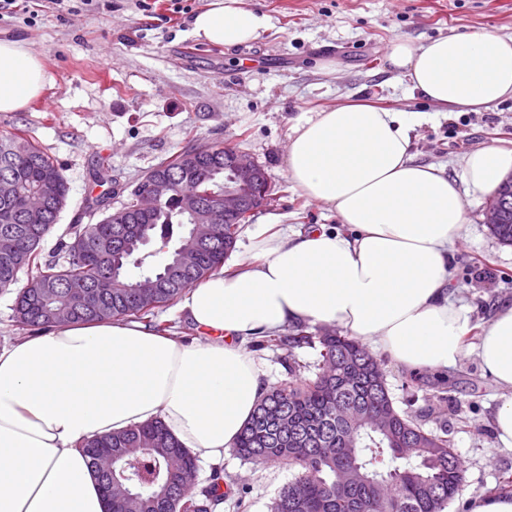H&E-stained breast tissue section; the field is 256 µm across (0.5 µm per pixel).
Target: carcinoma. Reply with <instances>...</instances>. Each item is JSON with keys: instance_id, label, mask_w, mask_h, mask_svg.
<instances>
[{"instance_id": "carcinoma-1", "label": "carcinoma", "mask_w": 512, "mask_h": 512, "mask_svg": "<svg viewBox=\"0 0 512 512\" xmlns=\"http://www.w3.org/2000/svg\"><path fill=\"white\" fill-rule=\"evenodd\" d=\"M182 155L160 159L137 180L130 200L114 209L105 196L87 200L86 208L103 218L95 224L72 227V242L62 245L68 255L62 263L41 262V245L69 201V186L62 170L33 141L21 133L0 135V181L17 186V193L0 197V238L12 248L0 251V291L18 281L23 270L31 278L15 301L20 326L47 331L55 320L34 306L44 297L47 306L72 309L74 321L135 319L154 331L170 329L158 320V310L172 304L193 285L219 271L234 250L241 218L213 225V237L202 244L187 234L190 220L180 214L175 199L148 217L135 218L137 191L150 180L166 176L182 180ZM193 183L202 199L224 188V150L219 145L201 156L193 169ZM50 188L42 222L26 221L29 196ZM503 207L504 220L490 230L501 243L512 245V184L504 185L489 200ZM157 244L156 252L146 247ZM197 255L185 271L172 267V257L147 273L159 278L151 298L138 293L136 280L125 270L169 247ZM74 288H94L100 295L76 305ZM259 345L296 348L319 347V362L310 378L288 380L265 390L250 420L234 444L235 453L250 463L279 462L300 467L270 506V512H444L460 494L463 469L448 443V433L422 428L417 420L394 406L383 368L358 357L366 348L332 330L308 331L297 325L291 333L268 334ZM351 404L386 416L385 431H355L336 416V407ZM83 453L101 483L112 480L109 512H211L213 497L230 488L224 476L213 473L209 485L186 488L180 478L196 471V459L160 421L120 433L94 436ZM112 452V470L104 471L96 449Z\"/></svg>"}]
</instances>
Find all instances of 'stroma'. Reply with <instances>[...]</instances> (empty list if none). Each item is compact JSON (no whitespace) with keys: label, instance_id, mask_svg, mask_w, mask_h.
Returning a JSON list of instances; mask_svg holds the SVG:
<instances>
[{"label":"stroma","instance_id":"stroma-1","mask_svg":"<svg viewBox=\"0 0 512 512\" xmlns=\"http://www.w3.org/2000/svg\"><path fill=\"white\" fill-rule=\"evenodd\" d=\"M210 0H17L0 15V37H20L41 55L51 76L23 112H0V134L24 130L66 176L69 203L43 247L57 256L72 225L96 223L85 210L101 193L96 175L110 176L113 206L158 159L178 152L188 134L221 142L264 165L273 200L239 234L230 262L246 260L252 236L266 224L298 231L311 225L341 230L336 213L307 200L287 173L292 127L314 112L367 101L421 118L411 133L415 162L445 167L459 181L468 222L451 250L452 301L462 306L470 333L512 302V246L484 222L486 195L462 185V161L479 147L512 149V101L477 112H446L408 89L386 56L394 42L491 31L512 36V0H244L269 19L246 48L199 41L193 17ZM399 410L427 429L445 428L464 470L463 494L445 512H466V494L494 493L512 474V450L499 441L494 412L500 388L476 355L406 386L410 373L378 353ZM446 379L439 392L438 379ZM246 512H269L294 477L287 465L245 462L225 451L220 463ZM227 498L224 512H236Z\"/></svg>","mask_w":512,"mask_h":512}]
</instances>
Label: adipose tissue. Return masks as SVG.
<instances>
[{"instance_id": "ef3b65f1", "label": "adipose tissue", "mask_w": 512, "mask_h": 512, "mask_svg": "<svg viewBox=\"0 0 512 512\" xmlns=\"http://www.w3.org/2000/svg\"><path fill=\"white\" fill-rule=\"evenodd\" d=\"M267 26L241 0H210L192 33L230 48ZM387 61L412 91L444 108L512 99V37L399 41ZM47 81L40 55L0 37V112L24 111ZM414 125L404 112L347 103L294 126L290 179L353 232L253 235L254 261L211 274L179 306L206 341L186 345L110 320L65 322L1 346L0 512H107L82 443L157 419L195 458L222 461L264 391L245 349L259 332L300 321L336 325L408 370L456 364L470 328L448 298L449 256L466 209L443 168L413 161ZM463 168L474 191L493 193L512 172V150L471 152ZM476 353L503 390L494 424L512 448V305L484 327Z\"/></svg>"}]
</instances>
